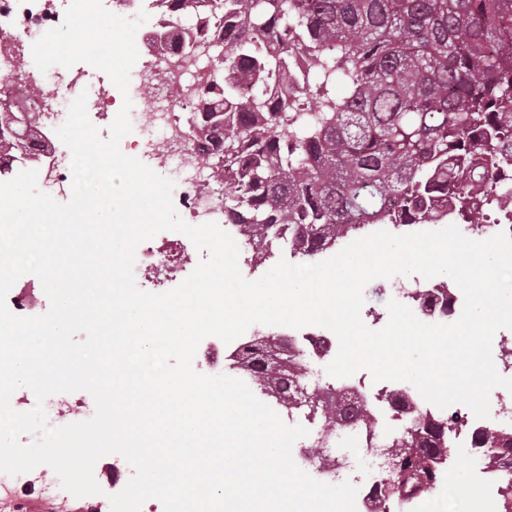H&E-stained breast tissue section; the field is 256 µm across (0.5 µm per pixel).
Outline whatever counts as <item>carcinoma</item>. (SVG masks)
<instances>
[{"mask_svg":"<svg viewBox=\"0 0 512 512\" xmlns=\"http://www.w3.org/2000/svg\"><path fill=\"white\" fill-rule=\"evenodd\" d=\"M169 46L202 51L194 158L224 190V223L258 249L301 262L372 224L490 222L512 207V0H156ZM234 32L228 41L222 27ZM347 93L336 96V83ZM52 152L39 116L0 112V168ZM235 177L224 180V172ZM277 362L237 351L256 390L324 431L372 425L365 406L326 386L275 335ZM465 421L426 413L387 446L385 493L435 494L436 460ZM476 448L512 451V431H477Z\"/></svg>","mask_w":512,"mask_h":512,"instance_id":"1","label":"carcinoma"}]
</instances>
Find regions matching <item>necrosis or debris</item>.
<instances>
[{
  "mask_svg": "<svg viewBox=\"0 0 512 512\" xmlns=\"http://www.w3.org/2000/svg\"><path fill=\"white\" fill-rule=\"evenodd\" d=\"M69 4L70 0H0V100L15 102L37 91L31 108L41 113L45 125L64 123L69 104L83 92L88 95V111L103 115L112 106L105 91L87 85L83 72L51 69L43 73L34 64L33 43L62 24ZM103 4L115 13L130 15L138 9L148 16L138 29L147 48L141 67L133 73L139 94L137 110L131 115L143 133L145 165L166 169L171 175L173 201L187 223L223 224V194L209 183L207 166L189 158L195 144L200 58L165 49L168 26L157 16L155 0H103ZM181 246L182 254L174 260L164 246L146 241L138 245L134 266L137 286L157 280L170 286L180 284L197 263L192 241L182 238ZM288 343L303 359L331 361L338 351L333 332L314 325L293 330ZM377 400L373 426H341L325 438L313 421L289 416V424L300 423L308 430L307 436L294 443L293 451L300 468L314 479L332 485L345 481L357 485L356 512H408V502L383 494L381 450L392 435L425 409L426 402L415 386L390 380L382 381ZM319 444L325 449V460L315 464L311 450Z\"/></svg>",
  "mask_w": 512,
  "mask_h": 512,
  "instance_id": "necrosis-or-debris-1",
  "label": "necrosis or debris"
}]
</instances>
